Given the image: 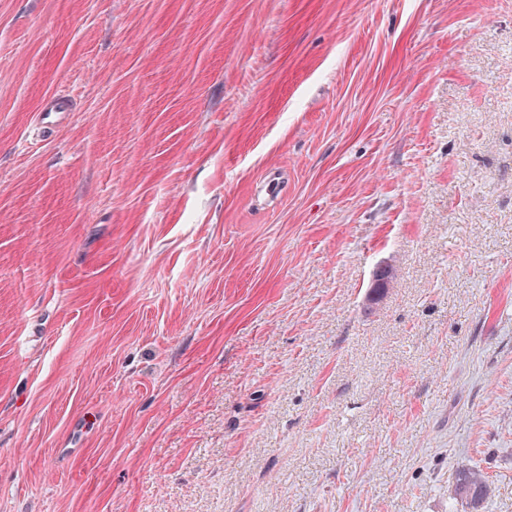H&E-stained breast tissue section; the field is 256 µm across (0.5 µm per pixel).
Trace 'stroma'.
Returning <instances> with one entry per match:
<instances>
[{
	"label": "stroma",
	"mask_w": 512,
	"mask_h": 512,
	"mask_svg": "<svg viewBox=\"0 0 512 512\" xmlns=\"http://www.w3.org/2000/svg\"><path fill=\"white\" fill-rule=\"evenodd\" d=\"M464 466L512 512V0H0V512H464ZM75 104L74 98L64 90L55 89L47 93L35 114L37 135H47L53 132L55 127L62 126L70 113L75 111Z\"/></svg>",
	"instance_id": "obj_1"
}]
</instances>
